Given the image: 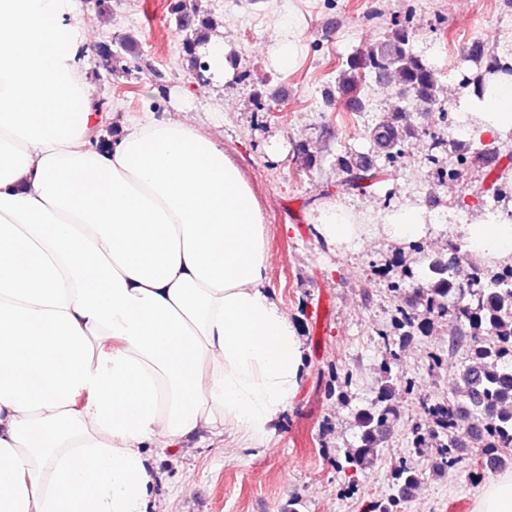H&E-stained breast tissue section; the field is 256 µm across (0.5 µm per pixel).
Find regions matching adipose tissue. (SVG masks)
<instances>
[{
	"label": "adipose tissue",
	"instance_id": "obj_1",
	"mask_svg": "<svg viewBox=\"0 0 512 512\" xmlns=\"http://www.w3.org/2000/svg\"><path fill=\"white\" fill-rule=\"evenodd\" d=\"M88 61L70 0H0V512H146L149 450L228 428L260 439L302 381L239 167L190 123L149 116L98 150L112 115ZM466 127L512 133V77ZM430 222L415 206L371 229L341 205L318 217L345 250ZM448 236L512 264L510 217Z\"/></svg>",
	"mask_w": 512,
	"mask_h": 512
}]
</instances>
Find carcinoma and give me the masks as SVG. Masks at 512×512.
I'll return each instance as SVG.
<instances>
[{"label":"carcinoma","instance_id":"obj_1","mask_svg":"<svg viewBox=\"0 0 512 512\" xmlns=\"http://www.w3.org/2000/svg\"><path fill=\"white\" fill-rule=\"evenodd\" d=\"M171 12L179 29L185 32L183 58L189 70L200 76L208 69L201 48L209 43L210 33L217 24L209 16L192 12L191 0H174ZM131 44L129 36L119 40L118 51L104 43L98 47L97 56L111 67L124 60L121 52H129ZM468 58L479 68L463 86L479 101L483 99L488 76H512V60L482 45L473 46ZM368 73L390 80V85L399 87L405 97L415 102L430 106L437 101L440 92L437 72L422 55L414 52L403 25H396L383 38L347 57L336 82V93L349 102H359L361 81ZM416 132L412 113L400 108L373 126L369 139L377 152L390 156L402 150ZM338 162L346 174L342 183L346 191L362 192L382 181V170L369 156L341 157ZM426 258L427 269L418 284L420 292L416 304L406 310L394 309L391 328L379 333L386 354L379 365L375 401L356 415L357 445L338 459L344 471L356 472L377 460L396 417L393 406L396 391L411 388L393 374L391 361L396 359L397 349L414 340L416 334L426 332L433 321L450 314L459 319V327L449 340L448 350L462 348L465 351L455 383L460 391L472 397L471 427L483 428L484 447L474 458L457 453L455 441L463 426L437 418L445 405L458 413L464 412L461 401L452 396L429 407L428 426L412 430L413 447L421 448L426 441H434V471L465 468L475 479L481 477L490 462L497 469L512 464V441L503 434L505 429L512 430V267L481 264L467 252L458 261L429 254ZM487 336L498 337L499 346L486 344ZM390 478L391 493L379 505V512H403L408 492L416 489L422 474L409 460L402 458L392 465Z\"/></svg>","mask_w":512,"mask_h":512}]
</instances>
